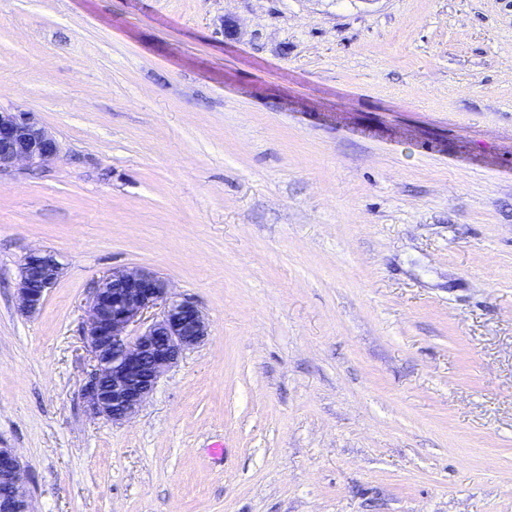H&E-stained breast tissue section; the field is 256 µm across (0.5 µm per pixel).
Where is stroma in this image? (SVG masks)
<instances>
[{
  "label": "stroma",
  "mask_w": 512,
  "mask_h": 512,
  "mask_svg": "<svg viewBox=\"0 0 512 512\" xmlns=\"http://www.w3.org/2000/svg\"><path fill=\"white\" fill-rule=\"evenodd\" d=\"M0 109L59 144L0 177L33 512H512V0H0ZM115 268L209 323L121 424L82 397ZM63 266L51 251H30L20 265L19 301L26 313H35L62 274Z\"/></svg>",
  "instance_id": "obj_1"
}]
</instances>
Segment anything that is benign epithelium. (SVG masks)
I'll return each mask as SVG.
<instances>
[{
  "mask_svg": "<svg viewBox=\"0 0 512 512\" xmlns=\"http://www.w3.org/2000/svg\"><path fill=\"white\" fill-rule=\"evenodd\" d=\"M56 140L33 113L0 112V177L43 167L58 155ZM55 254L36 249L20 265L19 301L35 313L62 274ZM209 325L190 300L173 295L169 283L140 269H114L100 279L87 310V347L95 361L83 392L89 409L107 421L129 420L159 378L198 346ZM0 512H32L28 476L17 450L0 447Z\"/></svg>",
  "mask_w": 512,
  "mask_h": 512,
  "instance_id": "7a95c632",
  "label": "benign epithelium"
}]
</instances>
